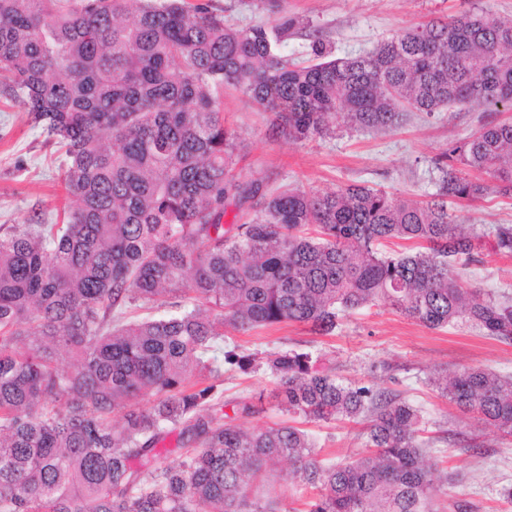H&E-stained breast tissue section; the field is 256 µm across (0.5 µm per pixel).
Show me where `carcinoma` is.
<instances>
[{
	"instance_id": "carcinoma-1",
	"label": "carcinoma",
	"mask_w": 512,
	"mask_h": 512,
	"mask_svg": "<svg viewBox=\"0 0 512 512\" xmlns=\"http://www.w3.org/2000/svg\"><path fill=\"white\" fill-rule=\"evenodd\" d=\"M294 22L240 27L209 0H0V87L60 148L63 224L0 234V512H282L287 461L317 491L307 512H433L440 492L423 416L401 392L345 383L309 352L267 359L289 418L365 423V451L323 465L288 422L224 412L223 336L283 323L329 334L378 304L430 329L458 323L512 342V298L466 288L481 242L512 256V224L456 223L448 205L512 199V121L485 120L436 162L433 200L370 186L288 188L234 174L233 86L305 142L394 131L409 112L480 101L512 111V19H430L370 52L296 63ZM253 201L241 224L232 202ZM391 240L416 250L386 253ZM74 360L59 368L62 356ZM512 437V375L430 379ZM177 434L188 449L168 461Z\"/></svg>"
}]
</instances>
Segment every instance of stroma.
<instances>
[{"label":"stroma","mask_w":512,"mask_h":512,"mask_svg":"<svg viewBox=\"0 0 512 512\" xmlns=\"http://www.w3.org/2000/svg\"><path fill=\"white\" fill-rule=\"evenodd\" d=\"M212 5L241 26L269 22L278 14L294 19L284 52L306 63L315 59L311 46L316 39L334 58L373 50L404 28L476 7L512 16V0H280L275 14L262 0H212ZM223 106L226 121L239 134L236 172L242 179H264L271 190L312 186L332 191L365 184L417 200L436 191V158L490 117L485 106L472 102L430 117L408 114L393 132L342 128L304 143L271 138L270 113L235 87H225ZM60 174L56 146L17 105L0 98V226L56 223L68 204ZM452 212L460 224H512V201L503 198L461 202ZM463 279L469 288L512 293V256L482 246ZM226 337L240 352L259 359L286 349L309 351L359 384L403 392L425 410L426 436L438 440L425 456L448 478L436 500L438 512H454V503L461 500L471 503V512H512V501L505 496L512 489V440L463 415L428 383L439 369L512 374V344L464 326L431 330L386 305L343 316L327 335L305 325L283 324L247 334L230 331ZM272 390V379L263 370L224 369L225 400L263 397L262 412L244 417L245 425L281 421ZM302 427L328 462L354 456L365 443L362 426L349 422L306 421Z\"/></svg>","instance_id":"1"}]
</instances>
